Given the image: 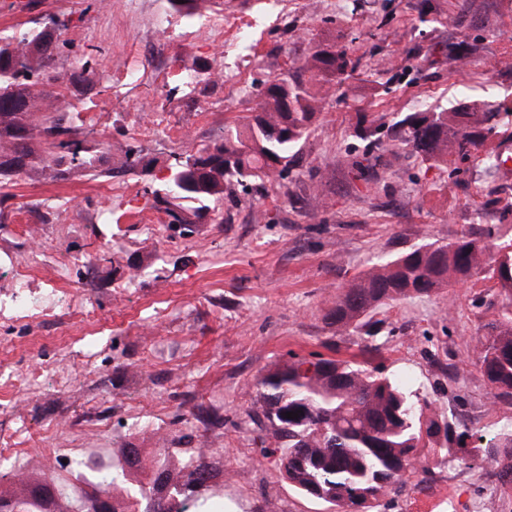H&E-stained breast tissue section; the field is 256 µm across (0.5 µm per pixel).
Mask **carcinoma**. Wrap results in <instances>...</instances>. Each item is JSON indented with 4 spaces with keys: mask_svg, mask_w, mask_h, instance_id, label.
<instances>
[{
    "mask_svg": "<svg viewBox=\"0 0 512 512\" xmlns=\"http://www.w3.org/2000/svg\"><path fill=\"white\" fill-rule=\"evenodd\" d=\"M57 49L59 39L50 30L0 34V190L31 171L85 175L100 165L101 157L79 138L66 114L46 103L47 88L95 75L86 55L75 58L70 74L33 66V56L49 60ZM358 65L346 49L331 45L315 51L311 64L265 84L258 107L226 126L224 140L176 161L173 172L196 189L178 191L166 180L150 191V207L189 232L211 210L210 202L233 188L280 184L316 117L313 84L346 80ZM509 116L512 103L506 100L487 103L482 112L464 102L450 114L410 112L388 126L364 129L362 137H371L369 154L380 149L378 131L384 128L392 140L427 161L446 164L453 174L462 172L459 164L477 159L497 172L505 163L504 139L512 137ZM492 237V230L472 224L446 244L426 242L391 258L342 288L325 314L326 324L338 331L369 327L364 318L382 304L429 295L472 277L483 269ZM488 273L501 286V300L489 304L490 332L477 337L475 349L495 405L512 402V242L500 248ZM254 387L257 408L251 419L268 432L271 454L279 455L296 489L334 510L346 503L354 512H374L408 470L429 460L421 454L426 446L450 462L478 458L512 482V425L490 436L458 432L445 416L424 417L413 394L378 368L295 357L261 374ZM287 412L298 417L288 419ZM473 439L485 445L473 447V455H458L457 448L469 447ZM130 465L123 452L112 465L88 474L78 512H95L97 496L116 492ZM154 468L153 480L129 496L128 512H224L223 493L212 486L215 474L200 450L164 448ZM165 474L173 480L168 497L160 489Z\"/></svg>",
    "mask_w": 512,
    "mask_h": 512,
    "instance_id": "cac0c4a2",
    "label": "carcinoma"
}]
</instances>
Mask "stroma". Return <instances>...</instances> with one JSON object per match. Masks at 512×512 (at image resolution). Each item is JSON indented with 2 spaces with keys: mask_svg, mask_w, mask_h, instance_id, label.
Here are the masks:
<instances>
[{
  "mask_svg": "<svg viewBox=\"0 0 512 512\" xmlns=\"http://www.w3.org/2000/svg\"><path fill=\"white\" fill-rule=\"evenodd\" d=\"M201 13L186 20L167 0H0V31L56 24L65 46L50 69L92 56L95 81L66 99L102 156L97 175H25L0 200V456L29 458L24 474L0 471V496L69 474L64 448H135L147 464L190 446L220 469L226 512H330L291 486L248 417L254 379L293 355L379 366L460 430L512 421L476 365L500 292L489 274L379 306L373 353L364 330L324 322L352 278L422 242L475 223L512 232V175L473 163L453 176L399 144L372 166L354 135L361 118L454 111L462 89L512 101V0H210ZM327 42L360 66L315 88L316 118L279 186L225 196L188 236L147 206L145 188L179 154L222 140L267 81ZM192 64L212 81L189 92L180 71ZM136 146L151 176L129 168ZM20 292L58 293L62 308L16 316L6 303ZM490 499L512 512L498 470L437 463L378 512H484Z\"/></svg>",
  "mask_w": 512,
  "mask_h": 512,
  "instance_id": "stroma-1",
  "label": "stroma"
}]
</instances>
